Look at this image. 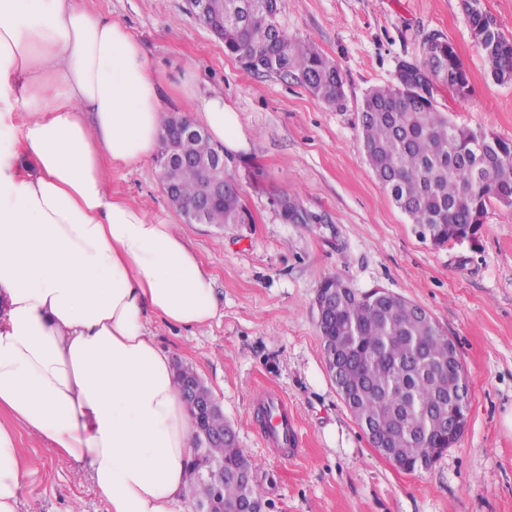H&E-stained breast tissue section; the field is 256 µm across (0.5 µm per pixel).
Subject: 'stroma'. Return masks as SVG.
Instances as JSON below:
<instances>
[{
	"instance_id": "35a3bbf8",
	"label": "stroma",
	"mask_w": 512,
	"mask_h": 512,
	"mask_svg": "<svg viewBox=\"0 0 512 512\" xmlns=\"http://www.w3.org/2000/svg\"><path fill=\"white\" fill-rule=\"evenodd\" d=\"M123 24L171 94V114L190 112L187 82L224 95L240 115L249 150L226 156L245 221L182 224L150 160L109 168L114 196L181 224L214 279L219 315L186 329L152 320L174 363L193 368L220 403L253 482L271 512H512V207L491 203L478 243L422 240L363 160L357 113L399 61H420L443 34L469 77L457 97L436 83L453 122L512 140V81L489 75L462 0H285L278 25L314 40L340 69L343 107L325 104L277 74L226 55L188 0H82ZM309 215L282 217L281 193ZM337 275L364 292L383 288L426 308L457 344L470 389L468 424L429 467L409 473L372 448L327 370L314 305ZM287 401L293 455L271 453L256 419L259 390ZM16 445L31 480L21 512H107L89 481L24 426Z\"/></svg>"
}]
</instances>
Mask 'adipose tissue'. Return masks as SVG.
I'll use <instances>...</instances> for the list:
<instances>
[{
  "label": "adipose tissue",
  "mask_w": 512,
  "mask_h": 512,
  "mask_svg": "<svg viewBox=\"0 0 512 512\" xmlns=\"http://www.w3.org/2000/svg\"><path fill=\"white\" fill-rule=\"evenodd\" d=\"M185 94L214 147L248 150L222 94ZM167 116L122 24L79 0H0V412L71 460L108 512L191 510L198 441L148 325L213 320V279L107 176L153 158ZM29 477L0 422V512H19Z\"/></svg>",
  "instance_id": "1"
}]
</instances>
